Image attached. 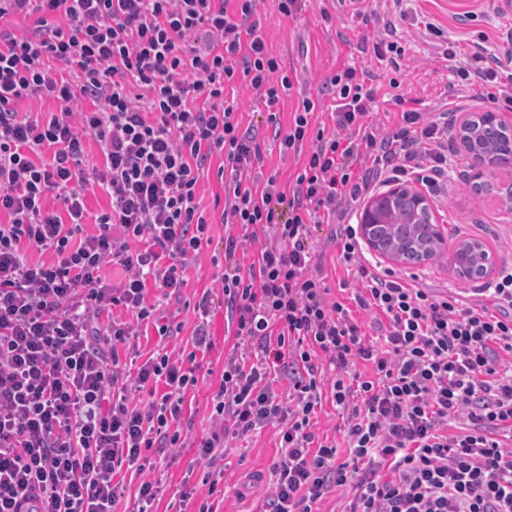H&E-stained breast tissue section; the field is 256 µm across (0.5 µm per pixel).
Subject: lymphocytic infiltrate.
Instances as JSON below:
<instances>
[{"mask_svg":"<svg viewBox=\"0 0 512 512\" xmlns=\"http://www.w3.org/2000/svg\"><path fill=\"white\" fill-rule=\"evenodd\" d=\"M258 2L0 0V512H115L124 468L142 476L136 512H155L157 457L195 444L205 478L219 481L229 439L270 424L279 460L264 512H320L347 487L344 512H512V267L466 306L360 265L357 227L342 221L376 182L438 190L450 115L410 109L380 129L373 88L348 68L330 80L333 129L313 125L308 99L282 125L276 107L293 82L251 23ZM21 16L34 23L18 34ZM241 81L266 124L284 127V149L310 146L291 183L264 176L257 133L224 98ZM34 96L57 111H16ZM89 139L99 162L86 158ZM216 156L222 219L238 229L216 278L236 344L195 443L184 404L211 346L209 296L195 306L194 353L161 352L133 372L120 355L136 352L140 326L181 331L145 296H179L210 243L196 191ZM90 184L111 197L95 217ZM50 195L60 209L46 208ZM327 221L362 281L351 308L312 259ZM32 250L54 259L31 262ZM108 266L120 282H105ZM356 307L374 314L381 345L367 343ZM327 400L346 416L338 440L316 433Z\"/></svg>","mask_w":512,"mask_h":512,"instance_id":"1","label":"lymphocytic infiltrate"}]
</instances>
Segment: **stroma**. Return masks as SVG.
<instances>
[{
  "instance_id": "obj_1",
  "label": "stroma",
  "mask_w": 512,
  "mask_h": 512,
  "mask_svg": "<svg viewBox=\"0 0 512 512\" xmlns=\"http://www.w3.org/2000/svg\"><path fill=\"white\" fill-rule=\"evenodd\" d=\"M366 8L368 16L361 19L354 16L349 0H306L302 11L286 17L278 12L275 0H260L257 32L293 80L290 95L279 105L282 122H289L292 112L309 98L316 104L313 123L333 128L334 90L329 80L348 67L370 76L375 94L369 110L377 124L392 119L398 96L404 98L406 108L421 112L489 109V102L482 97L483 87L462 81L452 66L470 62L476 44H483L487 53L497 56L512 44V8L505 0H367ZM388 23L396 26V39L404 49L396 70L373 52ZM449 50L455 52L454 60H447ZM258 135L265 142L264 173L287 183L301 166L303 153L283 150L270 129L259 128ZM451 151L456 164L448 173V192L431 199L444 235V251L423 264L402 268L401 273L418 275L423 283L438 289L470 294L476 284L460 279L453 271L450 252L462 241L479 240L493 253L496 266H512V215L501 209L494 195L472 192L469 175L474 160L459 146H452ZM223 196L224 184L216 174L201 179L197 201L210 222L211 241L188 270V283L180 299L164 297L154 288L147 294L148 303L182 324L181 333L163 341L151 329L138 338V350L144 358L162 346L170 352L191 351L194 306L203 292H210L215 306L214 346L197 356L199 383L185 402V417L197 439L210 429L211 398L219 388L224 357L236 342L227 331L224 296L215 286L224 258V235L229 231L218 204ZM315 253L327 273L333 298L349 302L360 285L356 267L337 263L336 246L327 237H320ZM277 446L278 429L272 425L248 438L231 441L224 455V480L214 489L204 482L202 470L194 469V449H182L163 463L165 491L158 512H178L179 494L185 486L197 502L213 493L223 498V512H259L267 489L265 478L278 458ZM248 474L262 475L263 481L253 493L238 498L240 482Z\"/></svg>"
}]
</instances>
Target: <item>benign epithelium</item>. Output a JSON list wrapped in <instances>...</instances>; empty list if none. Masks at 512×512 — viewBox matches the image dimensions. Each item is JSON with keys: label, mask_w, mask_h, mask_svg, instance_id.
Segmentation results:
<instances>
[{"label": "benign epithelium", "mask_w": 512, "mask_h": 512, "mask_svg": "<svg viewBox=\"0 0 512 512\" xmlns=\"http://www.w3.org/2000/svg\"><path fill=\"white\" fill-rule=\"evenodd\" d=\"M483 123L497 127L512 139V122L501 113L485 111L477 116L469 112L462 113L457 121L456 139L465 152L478 157L480 169L471 176L477 185L481 184L485 169L499 166L497 154L478 141L477 131ZM392 223H425L438 228V220L427 195L402 183L393 184L386 191L370 198L359 214L358 224L361 237L370 250L392 263L407 264L410 262L407 252L382 243L380 229Z\"/></svg>", "instance_id": "1"}]
</instances>
